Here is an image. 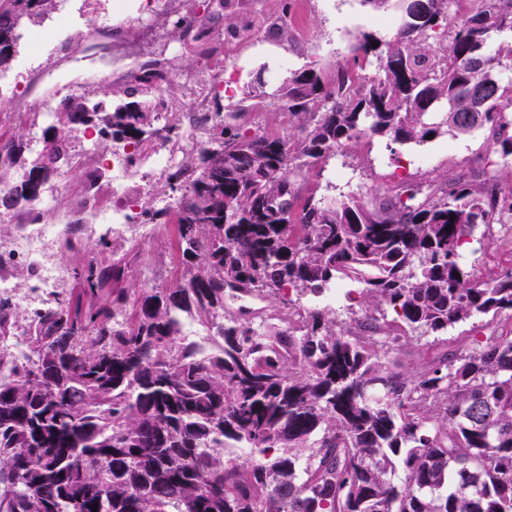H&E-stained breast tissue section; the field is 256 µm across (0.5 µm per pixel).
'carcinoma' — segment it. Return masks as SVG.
<instances>
[{
    "instance_id": "obj_1",
    "label": "carcinoma",
    "mask_w": 512,
    "mask_h": 512,
    "mask_svg": "<svg viewBox=\"0 0 512 512\" xmlns=\"http://www.w3.org/2000/svg\"><path fill=\"white\" fill-rule=\"evenodd\" d=\"M59 2L0 0V72ZM362 2L401 25L361 35L360 70L335 81L290 72V138L225 123L215 91L207 143L164 175L175 215L141 210L145 224H177L170 287L111 288L131 261L92 256L50 306L21 313L0 295V343L26 342L22 358L0 349V512H512V269L478 278L460 264L477 227L487 237L512 218V182L478 174L285 207L295 172L368 134L420 145L488 128L493 154L512 159V83L496 77L512 46L488 51L512 31V0H477L459 23L448 0ZM195 18L180 13L173 38ZM439 37L445 47L427 44ZM152 78L116 102L67 97L38 152L22 132L0 138L4 212L76 172L82 127L111 145L179 140ZM335 281L356 285L362 315L297 305ZM230 290L270 312L253 322ZM475 316L488 320L456 351L411 371L385 363ZM186 320L214 330L208 358L181 339Z\"/></svg>"
}]
</instances>
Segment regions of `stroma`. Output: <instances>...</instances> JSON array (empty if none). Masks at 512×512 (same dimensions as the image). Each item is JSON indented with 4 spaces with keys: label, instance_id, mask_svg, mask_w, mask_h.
Segmentation results:
<instances>
[{
    "label": "stroma",
    "instance_id": "1",
    "mask_svg": "<svg viewBox=\"0 0 512 512\" xmlns=\"http://www.w3.org/2000/svg\"><path fill=\"white\" fill-rule=\"evenodd\" d=\"M144 0H63L57 12L41 20L37 31L48 32L42 44L21 41L9 70L0 73V102L29 95L32 84L50 90L45 102L56 111L65 96L93 86L111 90L120 98L133 72L155 63L174 46L175 16L171 10L143 17ZM287 16L284 30L270 28L272 19ZM223 49L225 79L229 90L222 103L225 112L239 111L243 129L286 134L291 124L275 94L287 72L311 66L332 77L352 66L351 48L357 36L372 32L391 37L394 24H384L379 14L361 0H227L224 10L209 16L206 25ZM99 52L119 58L113 68H92L89 54ZM488 130L460 137L443 136L418 147L387 148L384 139L367 137L351 150H339L324 163L298 179L300 197L309 195H376L383 197L398 184L441 182L483 172L512 179L511 165H491ZM427 164H420V157ZM174 224H161L155 237L139 241L131 233L113 234L109 240L117 253L133 252L136 271L127 288L166 285L175 281L166 255L174 238ZM461 262L475 275L512 267V232L495 230L492 238L471 241ZM472 323L456 325L442 340L424 337L413 341L408 367L453 351L459 340L471 335Z\"/></svg>",
    "mask_w": 512,
    "mask_h": 512
}]
</instances>
